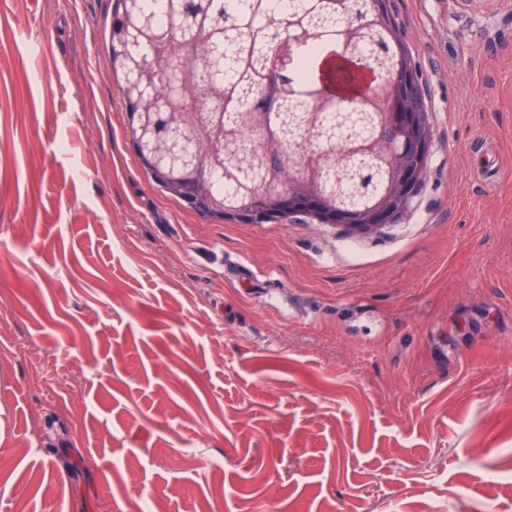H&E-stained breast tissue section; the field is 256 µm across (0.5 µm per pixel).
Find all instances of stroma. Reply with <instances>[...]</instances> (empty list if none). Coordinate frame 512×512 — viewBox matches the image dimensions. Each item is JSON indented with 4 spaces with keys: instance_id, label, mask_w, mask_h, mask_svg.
<instances>
[{
    "instance_id": "1",
    "label": "stroma",
    "mask_w": 512,
    "mask_h": 512,
    "mask_svg": "<svg viewBox=\"0 0 512 512\" xmlns=\"http://www.w3.org/2000/svg\"><path fill=\"white\" fill-rule=\"evenodd\" d=\"M432 128L373 237L210 223L114 0H0V512H512V0H388Z\"/></svg>"
}]
</instances>
